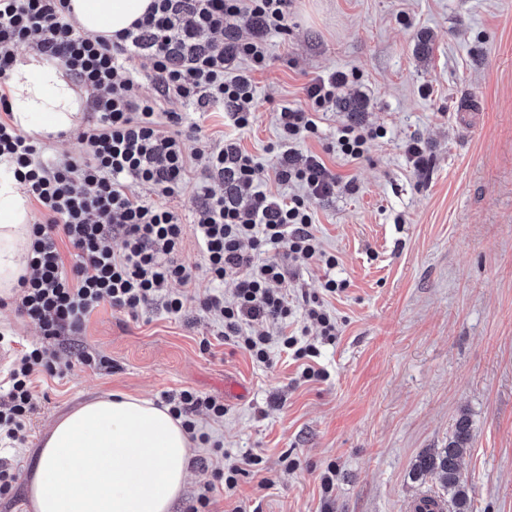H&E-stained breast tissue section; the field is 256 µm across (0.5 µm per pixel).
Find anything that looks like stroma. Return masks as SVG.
Here are the masks:
<instances>
[{"mask_svg": "<svg viewBox=\"0 0 512 512\" xmlns=\"http://www.w3.org/2000/svg\"><path fill=\"white\" fill-rule=\"evenodd\" d=\"M266 52L264 69H231L253 83L252 126L231 131L218 111L200 124L209 139L233 135L259 164L256 183L285 198L293 187L273 177L281 106L307 108L315 77L345 79L335 104L317 111V135L295 146L341 181L310 202L336 266L312 261L285 283L294 303L327 277L346 282L327 300L340 332L319 346L326 379L302 381L286 354L268 366L225 344L199 306L214 289L202 276L172 286L188 297L184 317L149 309L133 318L105 304L63 341H44L14 305L0 306L7 355L44 343L73 363L64 376L37 377L25 445L0 446L19 474L0 512H30L25 476L40 441L78 404L112 392L158 402L185 389L223 400L224 417L198 422L224 454L194 445L171 512H188L213 469L245 454L258 465L233 497L215 489L209 512H405L424 493L446 497L412 464L445 447L463 415L472 512H512V0H292L288 30L271 34ZM352 98L362 110H341ZM346 125L383 135L353 160L332 150ZM414 139L419 168L405 153ZM85 350L111 368L77 364ZM330 465L327 492L319 476Z\"/></svg>", "mask_w": 512, "mask_h": 512, "instance_id": "35a3bbf8", "label": "stroma"}]
</instances>
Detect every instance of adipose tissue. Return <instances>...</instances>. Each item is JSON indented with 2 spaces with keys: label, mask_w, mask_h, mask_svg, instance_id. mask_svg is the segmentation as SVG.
I'll use <instances>...</instances> for the list:
<instances>
[{
  "label": "adipose tissue",
  "mask_w": 512,
  "mask_h": 512,
  "mask_svg": "<svg viewBox=\"0 0 512 512\" xmlns=\"http://www.w3.org/2000/svg\"><path fill=\"white\" fill-rule=\"evenodd\" d=\"M152 0H73L76 25L91 35L131 27ZM12 122L47 138L74 129L81 102L58 63L28 51L8 80ZM30 203L9 162H0V295L27 273ZM192 441L167 408L113 392L57 419L28 474L33 512H170L180 495Z\"/></svg>",
  "instance_id": "ef3b65f1"
}]
</instances>
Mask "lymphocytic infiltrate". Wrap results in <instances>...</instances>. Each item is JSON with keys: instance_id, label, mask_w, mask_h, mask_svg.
Here are the masks:
<instances>
[{"instance_id": "lymphocytic-infiltrate-1", "label": "lymphocytic infiltrate", "mask_w": 512, "mask_h": 512, "mask_svg": "<svg viewBox=\"0 0 512 512\" xmlns=\"http://www.w3.org/2000/svg\"><path fill=\"white\" fill-rule=\"evenodd\" d=\"M290 0H153L131 28L113 35H85L76 27L71 0H0V158L11 161L15 179L37 205L38 217L26 258L18 314L35 323L45 343L79 334L102 304L137 316L162 306L181 315L186 297L172 283L189 285L197 275L220 284L233 280L232 299L210 293L200 306L220 322L224 341L270 364L274 351L288 353L303 366V380L323 379L313 366L319 349L294 334L271 339L267 322H286L292 310L279 291L289 264L315 260L332 268L335 255L325 251L310 212L311 199L333 193L337 177L317 155L298 157L291 146L317 131L310 111L282 107L277 120L284 150L275 177L299 185L301 193L277 200L254 188L257 164L233 140L195 146L198 124L187 111L221 110L230 125L244 130L254 121V93L243 75L226 77L237 57L253 67L266 62L268 32L288 29ZM252 23L253 40L237 36L239 21ZM35 41L39 52L59 62L88 93L96 114L79 135L88 150L82 161L46 156L44 146L11 122L7 80L18 48ZM152 61L150 86H143L130 59ZM198 191L194 235L202 268L182 259L185 226L169 205L188 177ZM224 191H215L212 179ZM146 185L144 199L130 193L129 182ZM122 240L112 249L111 236ZM345 288L325 280L318 294L303 296L308 317L322 340L335 339L338 323L325 297ZM44 345L17 357L0 400V437L24 444L36 408L34 380L69 370V361ZM175 418L195 432L196 417H220L223 401L192 390L167 397Z\"/></svg>"}]
</instances>
